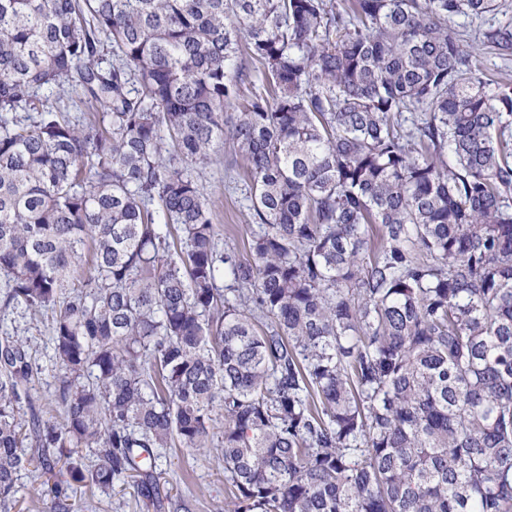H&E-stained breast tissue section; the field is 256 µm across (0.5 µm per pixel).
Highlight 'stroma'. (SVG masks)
<instances>
[{
    "mask_svg": "<svg viewBox=\"0 0 512 512\" xmlns=\"http://www.w3.org/2000/svg\"><path fill=\"white\" fill-rule=\"evenodd\" d=\"M194 175L212 205L213 221L221 229L220 248H234L248 256L250 183L245 159L231 144L217 148ZM51 315L23 307L0 308V334L7 332L30 345L33 377L28 395L42 419L61 421L55 370L51 360ZM154 490L143 493L129 485L107 492H90L84 484L65 480L63 494L72 512H224V461L218 450L198 454L181 448L162 449L153 473ZM56 486L40 467L17 474L10 512H45L49 492Z\"/></svg>",
    "mask_w": 512,
    "mask_h": 512,
    "instance_id": "35a3bbf8",
    "label": "stroma"
}]
</instances>
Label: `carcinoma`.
<instances>
[{"instance_id":"carcinoma-1","label":"carcinoma","mask_w":512,"mask_h":512,"mask_svg":"<svg viewBox=\"0 0 512 512\" xmlns=\"http://www.w3.org/2000/svg\"><path fill=\"white\" fill-rule=\"evenodd\" d=\"M511 7L0 0V307L52 312L64 407L0 336V512L33 456L143 490L177 447L225 512H512ZM226 140L248 259L191 172ZM53 102L57 109L62 111L60 113L72 121H85V118L88 116L87 106L75 91L67 90L64 93L60 92L57 96H53Z\"/></svg>"}]
</instances>
